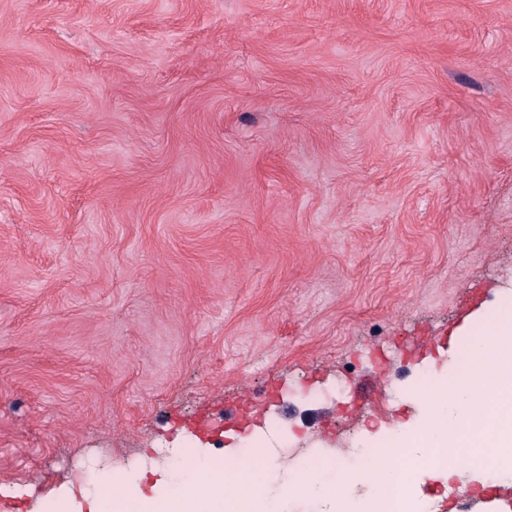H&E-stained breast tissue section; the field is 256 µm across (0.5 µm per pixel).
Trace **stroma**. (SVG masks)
I'll return each mask as SVG.
<instances>
[{
	"label": "stroma",
	"mask_w": 512,
	"mask_h": 512,
	"mask_svg": "<svg viewBox=\"0 0 512 512\" xmlns=\"http://www.w3.org/2000/svg\"><path fill=\"white\" fill-rule=\"evenodd\" d=\"M511 297L512 0H0V512L396 440Z\"/></svg>",
	"instance_id": "stroma-1"
}]
</instances>
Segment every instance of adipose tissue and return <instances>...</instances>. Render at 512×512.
<instances>
[{
    "label": "adipose tissue",
    "mask_w": 512,
    "mask_h": 512,
    "mask_svg": "<svg viewBox=\"0 0 512 512\" xmlns=\"http://www.w3.org/2000/svg\"><path fill=\"white\" fill-rule=\"evenodd\" d=\"M430 415L376 459L335 485L311 476L305 490L321 512H336L338 498L355 499L367 489L373 512H409L416 475L458 484L460 491L504 487L512 482V311L484 327L470 345L465 371L448 370L434 384ZM190 481L144 499L138 480L109 486L91 512H108L128 500L148 501L155 512H195L198 502L213 512H266L269 496L263 462L243 463L238 449L224 456L195 451Z\"/></svg>",
    "instance_id": "adipose-tissue-1"
}]
</instances>
